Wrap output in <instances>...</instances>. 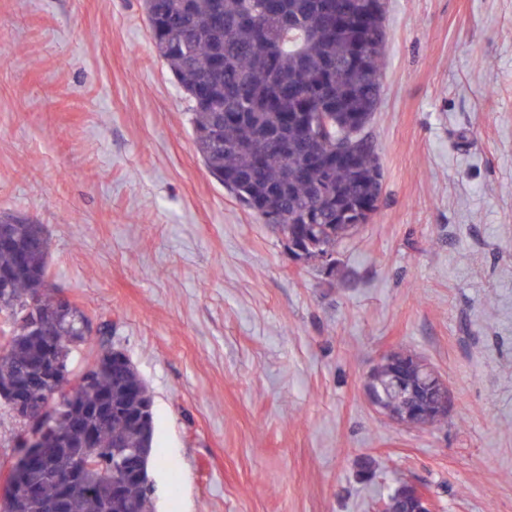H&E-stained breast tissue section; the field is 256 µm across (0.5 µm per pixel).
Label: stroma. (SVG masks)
<instances>
[{
	"label": "stroma",
	"mask_w": 512,
	"mask_h": 512,
	"mask_svg": "<svg viewBox=\"0 0 512 512\" xmlns=\"http://www.w3.org/2000/svg\"><path fill=\"white\" fill-rule=\"evenodd\" d=\"M380 209L336 271L291 258L196 152L142 0H0V220L154 398L155 512H512V0H386ZM391 349L454 406L363 395ZM426 371L430 374L431 381L429 383L433 388H437L438 393L435 400L431 403H420L415 402L410 408H408L401 415L388 414L382 407L378 397L372 391L365 389V397L369 405L376 411L386 415L394 423L410 428L413 427L412 421L414 418L423 416L427 420L434 421L429 427L435 426L437 421L442 419L448 414V411L453 405V397L446 381L429 365L426 367ZM441 423V422H440ZM439 423V424H440ZM405 488L402 498L407 512H432L433 502L429 492L421 485L408 483L401 486Z\"/></svg>",
	"instance_id": "1"
}]
</instances>
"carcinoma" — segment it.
<instances>
[{"instance_id":"obj_1","label":"carcinoma","mask_w":512,"mask_h":512,"mask_svg":"<svg viewBox=\"0 0 512 512\" xmlns=\"http://www.w3.org/2000/svg\"><path fill=\"white\" fill-rule=\"evenodd\" d=\"M156 52L190 106L194 144L210 174L283 237L302 233L331 250L356 232L358 218L382 174L369 134L382 91L388 39L386 0H143ZM15 247L0 246V271H14L0 292V392L18 382L38 402L51 399L63 418L47 434L46 468L26 484H9L0 497L18 512H45L58 495L56 470L78 468L92 488L67 502L65 512H151L150 488L124 485L111 508L112 446L155 448V416L140 428L125 417L92 412L100 396L134 406L129 391L152 397L132 363L96 369L101 354L77 365L86 340L82 314L59 311L50 276L49 243L41 224H11ZM52 325L69 390L54 393L39 372L45 354L27 332V304ZM382 364L372 388L386 406L403 404L388 392Z\"/></svg>"}]
</instances>
